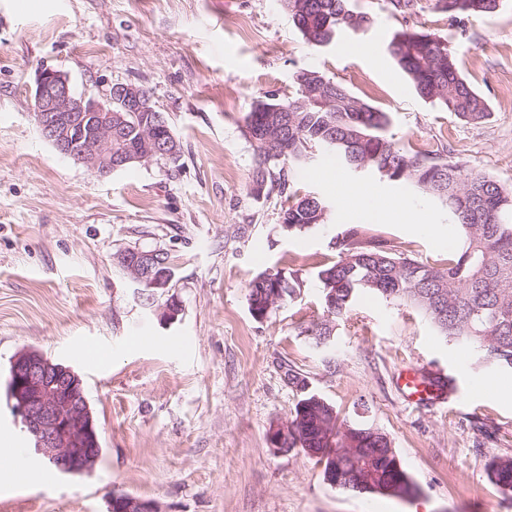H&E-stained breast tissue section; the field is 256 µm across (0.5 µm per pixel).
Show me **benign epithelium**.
Masks as SVG:
<instances>
[{
    "label": "benign epithelium",
    "mask_w": 512,
    "mask_h": 512,
    "mask_svg": "<svg viewBox=\"0 0 512 512\" xmlns=\"http://www.w3.org/2000/svg\"><path fill=\"white\" fill-rule=\"evenodd\" d=\"M34 101L42 136L59 154L100 175L110 174L130 161L167 156L174 141L172 134L159 133L150 122L145 125L150 150L112 155V105L118 104L120 112L146 118L154 113L152 100L134 84L114 87L102 102L77 94L65 72L42 68L35 80ZM120 263L143 287L153 291L168 288L173 277L169 264L155 258L153 251L126 250L120 254ZM12 375L14 413L22 418L38 451L65 472L89 471L97 460V436L78 376L30 349L17 354ZM116 507L118 512H163L159 502L136 496L122 497Z\"/></svg>",
    "instance_id": "obj_1"
}]
</instances>
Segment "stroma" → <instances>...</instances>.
<instances>
[{"label":"stroma","instance_id":"1","mask_svg":"<svg viewBox=\"0 0 512 512\" xmlns=\"http://www.w3.org/2000/svg\"><path fill=\"white\" fill-rule=\"evenodd\" d=\"M350 4L371 26L316 48L279 0H0V445L24 449L45 474L15 488L0 482V512H109L115 491L164 512H512V493L487 473L493 459L512 457V373L484 369L415 309L382 298L357 297L330 349L305 334L324 313L316 273L335 261L332 240L349 225L340 187L377 197L386 215L372 234L431 264L459 244L447 208L319 156L290 190L324 197L330 220L284 231L288 200L251 193L242 132L258 96L292 95L295 72L317 69L387 112L401 146L447 149L466 171L512 188V0L460 23L435 0H417L405 17L385 0ZM403 28L448 36L489 105L485 121L418 97L386 51ZM43 65L101 100L118 83L147 89L180 142L178 161L100 176L61 156L34 116ZM414 206L432 233L407 224ZM134 248L169 253L181 305L173 323L142 305L141 285L120 265ZM263 271H294L302 284L259 321L247 295ZM81 343L96 357L75 358ZM25 349L82 379L102 448L90 471L55 469L7 402L10 364ZM421 365L453 389L416 407L398 377ZM287 368L340 417L385 432L416 493L345 492L302 448L274 449L270 428L290 421L300 398Z\"/></svg>","mask_w":512,"mask_h":512}]
</instances>
